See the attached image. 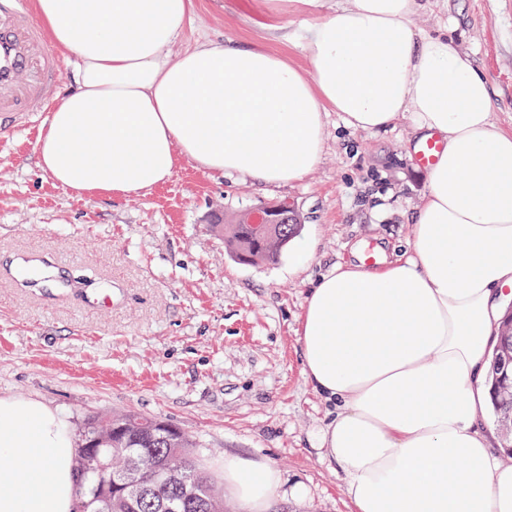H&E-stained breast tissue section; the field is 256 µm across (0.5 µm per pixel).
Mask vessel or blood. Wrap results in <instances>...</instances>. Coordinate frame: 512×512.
Returning a JSON list of instances; mask_svg holds the SVG:
<instances>
[{
	"instance_id": "b4317fda",
	"label": "vessel or blood",
	"mask_w": 512,
	"mask_h": 512,
	"mask_svg": "<svg viewBox=\"0 0 512 512\" xmlns=\"http://www.w3.org/2000/svg\"><path fill=\"white\" fill-rule=\"evenodd\" d=\"M60 67L30 0H0V115L46 111L47 87ZM443 149L439 136L421 141L416 147L420 167L430 169ZM49 270L48 260L33 253L21 255L16 265L17 274L32 288L45 287Z\"/></svg>"
}]
</instances>
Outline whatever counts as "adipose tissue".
<instances>
[{"label":"adipose tissue","instance_id":"ef3b65f1","mask_svg":"<svg viewBox=\"0 0 512 512\" xmlns=\"http://www.w3.org/2000/svg\"><path fill=\"white\" fill-rule=\"evenodd\" d=\"M308 68L263 47L211 41L173 53L194 0H34L75 65L40 134L39 167L78 196L137 195L180 160L266 184L320 162L325 115L376 130L409 115L446 146L407 247L338 265L308 293L303 371L332 406L318 451L350 512H512V463L486 427L488 370L512 294V132L489 86L447 35L414 21L419 0H296ZM69 423L29 397H0V512H75ZM238 512L284 489L268 461L228 455Z\"/></svg>","mask_w":512,"mask_h":512}]
</instances>
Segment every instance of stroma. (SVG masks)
Returning <instances> with one entry per match:
<instances>
[{
	"label": "stroma",
	"instance_id": "35a3bbf8",
	"mask_svg": "<svg viewBox=\"0 0 512 512\" xmlns=\"http://www.w3.org/2000/svg\"><path fill=\"white\" fill-rule=\"evenodd\" d=\"M254 25L237 0H194L174 46H262L307 67L294 41ZM447 30L491 92L492 120L512 131V0H426L416 16ZM33 114L0 117V396L57 408L73 434L88 418L135 412L178 427L193 460L223 490L225 455L273 462L307 499H275L269 512H349L334 464L317 451L331 407L303 373L296 342L302 306L321 276L350 258L353 243L403 245L427 192L414 161L409 117L383 130L347 126L328 113L319 165L303 179L268 185L179 162L139 195L76 196L37 164ZM285 200L301 231L272 264L243 265L212 224L221 215ZM310 259L296 266L299 250ZM19 253L50 256L76 290L34 289L7 274ZM112 289L106 309L80 288Z\"/></svg>",
	"mask_w": 512,
	"mask_h": 512
}]
</instances>
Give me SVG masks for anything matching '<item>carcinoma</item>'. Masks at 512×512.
<instances>
[{"instance_id":"cac0c4a2","label":"carcinoma","mask_w":512,"mask_h":512,"mask_svg":"<svg viewBox=\"0 0 512 512\" xmlns=\"http://www.w3.org/2000/svg\"><path fill=\"white\" fill-rule=\"evenodd\" d=\"M248 212L215 225L224 246L241 263L277 261L299 231L297 224H273L260 236ZM95 442L94 463L80 462L76 496L79 512H208L224 508L208 477L194 464L193 442L157 418L131 413L95 417L84 427V442ZM117 472L143 479L145 495L131 499L110 485Z\"/></svg>"}]
</instances>
